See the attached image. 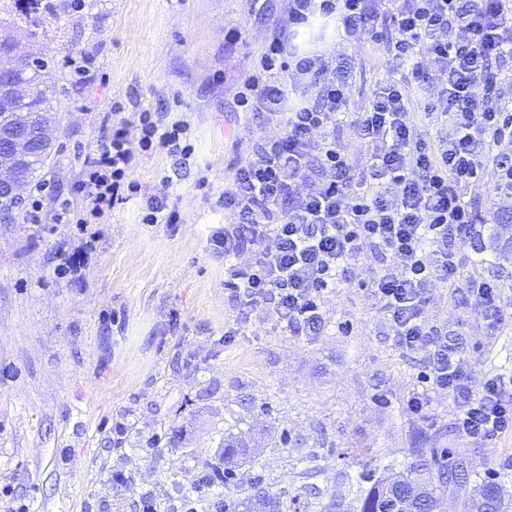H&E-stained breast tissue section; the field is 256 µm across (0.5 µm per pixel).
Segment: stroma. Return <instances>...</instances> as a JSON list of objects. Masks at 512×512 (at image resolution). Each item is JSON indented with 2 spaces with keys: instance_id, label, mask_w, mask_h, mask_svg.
I'll return each mask as SVG.
<instances>
[{
  "instance_id": "35a3bbf8",
  "label": "stroma",
  "mask_w": 512,
  "mask_h": 512,
  "mask_svg": "<svg viewBox=\"0 0 512 512\" xmlns=\"http://www.w3.org/2000/svg\"><path fill=\"white\" fill-rule=\"evenodd\" d=\"M287 19L288 0H266L260 11L253 0H85L36 25L22 0H0V25L43 58L62 111L58 150L37 178L51 193L28 188L23 204L0 211V512H139L145 492L163 512H184L187 476L215 459L233 427L259 450L237 476L274 492L314 487L353 505L364 464L402 470L420 428L466 460L473 482L497 483L512 506V434L469 442L444 393L432 394L424 415L410 412L425 356L396 345L363 286L366 273L326 299L320 336L299 339L256 321L224 341L237 311L224 257L208 239L224 225L218 200L230 167L249 152L245 130L261 126L235 99ZM293 43L347 58L349 110L364 108L384 74L382 46L342 39L330 19ZM82 59L79 74L73 63ZM116 103L128 114L186 121L195 151L140 156L131 173L140 194L87 229L58 223L59 201L84 207L72 187L108 138ZM164 174L176 221L143 223ZM35 198L38 224L27 216ZM494 217L501 232L487 242L488 271L512 283V198L496 202ZM89 232L96 248L82 278L58 274L60 254ZM426 314L447 329L474 380L512 370V325L489 335L440 283ZM115 470L124 484L110 482Z\"/></svg>"
}]
</instances>
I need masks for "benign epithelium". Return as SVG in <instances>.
<instances>
[{
    "label": "benign epithelium",
    "instance_id": "benign-epithelium-1",
    "mask_svg": "<svg viewBox=\"0 0 512 512\" xmlns=\"http://www.w3.org/2000/svg\"><path fill=\"white\" fill-rule=\"evenodd\" d=\"M30 94L24 81L0 75V201L19 198L25 190L28 169L34 157L49 160L56 150L55 123L49 118L31 135L26 120H13L9 110Z\"/></svg>",
    "mask_w": 512,
    "mask_h": 512
}]
</instances>
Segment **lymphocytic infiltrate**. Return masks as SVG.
Returning <instances> with one entry per match:
<instances>
[{"label":"lymphocytic infiltrate","mask_w":512,"mask_h":512,"mask_svg":"<svg viewBox=\"0 0 512 512\" xmlns=\"http://www.w3.org/2000/svg\"><path fill=\"white\" fill-rule=\"evenodd\" d=\"M331 18L346 39L383 46L387 74L350 122L366 152L354 167L336 137L350 101L349 70L321 54L288 53L272 38L237 103L265 114L276 134L248 131L245 160L231 167L219 203L230 222L211 236L237 310L225 338L262 315L290 336L320 335L325 299L364 262L366 285L396 344L426 352L429 392L447 393L460 436L482 444L512 433V374L473 383L462 351L426 316L441 283L468 299L493 330L512 323V301L487 275V197L512 198V0H288V25ZM436 82L414 103L410 84ZM302 90L298 102L289 86ZM446 126L432 138L426 128ZM186 122L153 112L114 120L107 142L74 186L100 218L138 191L129 173L139 153L189 154ZM495 181L486 185V168ZM469 198H462V191Z\"/></svg>","instance_id":"1"}]
</instances>
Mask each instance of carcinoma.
Returning <instances> with one entry per match:
<instances>
[{"instance_id": "1", "label": "carcinoma", "mask_w": 512, "mask_h": 512, "mask_svg": "<svg viewBox=\"0 0 512 512\" xmlns=\"http://www.w3.org/2000/svg\"><path fill=\"white\" fill-rule=\"evenodd\" d=\"M41 61L26 60V50L18 42L0 40V70L8 72L27 82H36ZM56 91L45 86L37 88L34 97L18 106V111L30 116L52 112ZM430 441L427 435L415 440L410 449V461L404 470L375 476L371 471L362 475L368 486L361 487L355 509H345L342 503L330 499L321 506L320 512H432L440 497L448 488L460 490L470 478L469 471L461 461H448V453L432 448L424 450ZM224 448V470L220 479L229 482L234 467L254 459V449L240 434L228 432L222 440ZM297 497H286L285 492L273 493L253 484L249 491L242 492L224 504V512H300L296 506ZM462 507L466 512H505L498 487L487 481L476 489L475 497H463Z\"/></svg>"}]
</instances>
